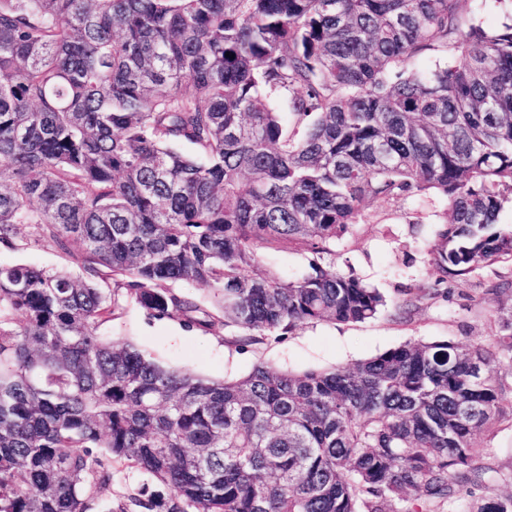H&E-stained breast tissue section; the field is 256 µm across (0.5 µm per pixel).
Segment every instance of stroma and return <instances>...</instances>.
I'll return each mask as SVG.
<instances>
[{"label":"stroma","mask_w":512,"mask_h":512,"mask_svg":"<svg viewBox=\"0 0 512 512\" xmlns=\"http://www.w3.org/2000/svg\"><path fill=\"white\" fill-rule=\"evenodd\" d=\"M447 208L445 199L416 193L388 204L364 200L360 222L324 255L323 265L354 274L385 296L386 307L368 321L318 322L283 336L258 335L245 341L231 327L205 332L187 326L179 316L153 317L127 297L117 316L102 323L99 332L131 341L165 366L212 379L244 376L259 362L294 372L346 366L409 340L494 341L500 317L512 314V295L488 301L483 294L498 278H512V268L491 266L465 283L443 280L429 252ZM308 259V252L297 245L259 252L261 267L272 268L285 280L306 271ZM16 263L79 270L52 243L33 241L26 224L18 227L16 248L0 246V264ZM410 288L423 289L424 294L408 307L404 301ZM480 440L485 447L482 465L499 473L494 491L512 493V422L496 423Z\"/></svg>","instance_id":"35a3bbf8"}]
</instances>
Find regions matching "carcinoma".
Segmentation results:
<instances>
[{"mask_svg": "<svg viewBox=\"0 0 512 512\" xmlns=\"http://www.w3.org/2000/svg\"><path fill=\"white\" fill-rule=\"evenodd\" d=\"M497 2L491 30L459 0H0V244L27 224L82 270L0 265V512H512L473 495L498 479L478 436L512 419V317L494 344L232 381L98 333L121 286L205 331L372 318L381 294L320 263L367 198L448 201L447 279L512 267ZM285 242L311 254L291 281L258 269ZM116 471L143 480L115 504ZM170 288H174L177 292L190 295L203 309L217 314V311L212 306L210 293L207 289V286L203 284L178 283L171 285Z\"/></svg>", "mask_w": 512, "mask_h": 512, "instance_id": "carcinoma-1", "label": "carcinoma"}]
</instances>
